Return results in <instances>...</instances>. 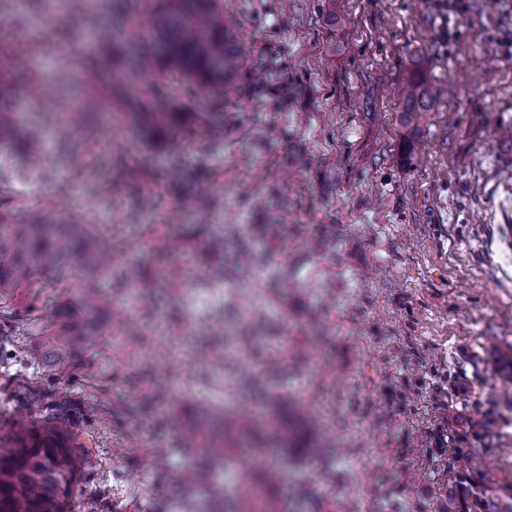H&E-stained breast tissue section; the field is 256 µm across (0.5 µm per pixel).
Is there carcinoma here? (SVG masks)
Masks as SVG:
<instances>
[{
	"label": "carcinoma",
	"mask_w": 512,
	"mask_h": 512,
	"mask_svg": "<svg viewBox=\"0 0 512 512\" xmlns=\"http://www.w3.org/2000/svg\"><path fill=\"white\" fill-rule=\"evenodd\" d=\"M146 31L129 60L130 79L161 70L197 86L205 96L224 94L244 62L240 27L224 13V0H156L146 13ZM10 87L0 82V148L37 166L31 137L17 130L1 108ZM438 92L422 75L407 81L400 121L416 128L435 103ZM112 255L87 213L72 212L61 221L36 211L28 224L0 217V303L29 306L32 276L41 271L68 277L76 296L56 307L42 324L40 339L29 350L35 362L54 364L51 382L66 377L65 361L84 350L98 335L100 315L110 302L96 285ZM10 325H0V361L13 356ZM502 380L512 382V345L495 349ZM72 416L56 405L38 423L14 421L0 428V512H72L75 487L89 463V451L76 440ZM200 458L224 457L223 441L214 436L200 444ZM434 512H512V494L501 497L475 489L462 480L448 483V493L435 496Z\"/></svg>",
	"instance_id": "cac0c4a2"
}]
</instances>
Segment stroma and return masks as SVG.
I'll return each instance as SVG.
<instances>
[{
    "label": "stroma",
    "instance_id": "1",
    "mask_svg": "<svg viewBox=\"0 0 512 512\" xmlns=\"http://www.w3.org/2000/svg\"><path fill=\"white\" fill-rule=\"evenodd\" d=\"M244 33L227 98L203 102L156 75L175 123H135L125 101L87 81L120 74V43L79 30L144 23L113 0H5L0 73L25 133L60 121L50 170L0 185V212L27 223L39 205L84 209L119 258L99 285L135 330L113 325L94 358L67 361V390L25 355L0 363V427L40 419L66 392L94 467L72 512H219L184 476L207 402L224 414V457L255 445L264 399L285 472L252 491L214 471L236 512H430L436 490L468 483L512 494V383L494 346L512 343V0H224ZM444 87L423 128L401 127L398 89L415 68ZM103 97L91 123L63 121ZM211 130L195 132L199 110ZM258 259L239 275L241 254ZM220 269L212 282L189 263ZM41 295L11 324L34 341ZM456 456H449V449Z\"/></svg>",
    "mask_w": 512,
    "mask_h": 512
}]
</instances>
